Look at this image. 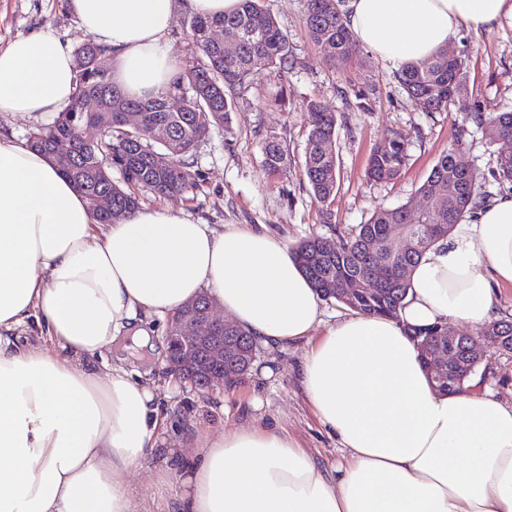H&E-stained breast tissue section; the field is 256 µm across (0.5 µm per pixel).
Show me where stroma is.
<instances>
[{
    "label": "stroma",
    "instance_id": "35a3bbf8",
    "mask_svg": "<svg viewBox=\"0 0 512 512\" xmlns=\"http://www.w3.org/2000/svg\"><path fill=\"white\" fill-rule=\"evenodd\" d=\"M264 5L288 37L287 70L257 72L243 92L233 95L229 124L212 129L192 152L197 182L193 191L181 197L146 194L143 208L177 210L215 227L238 224L262 230L291 249L312 235L339 244L352 227L366 223L375 208L421 203V186L438 157L455 142L459 129L469 131L460 156L479 173H488L496 155L512 149L508 142H488L474 131L471 121L476 112L512 110L511 15L503 16L489 31H462L450 45V53L468 62V90L450 111L429 113L407 98L396 67L365 49H358L346 67H332L308 35L307 0H264ZM43 30L73 49L87 39L67 0H0V48ZM361 94L366 95L367 106L359 105ZM312 100L339 118L338 190L325 204L314 199L304 176L305 107ZM393 132L402 133L409 142L405 167L394 180H368L365 171L371 150ZM272 137L287 158L275 174L264 163V147ZM167 326V320L154 321L158 349L126 363L128 369L150 373L155 379L166 418L165 445L183 450L169 471L147 462L129 477L152 499L154 512H167L181 489L184 464L192 458L186 444L222 427L261 420L288 431L324 464L340 461L335 438L321 425L300 385L297 367L304 345L285 350L258 347L252 367L232 391L217 388L203 393L170 375L167 352L161 347ZM478 372L495 398L512 401V354L488 352Z\"/></svg>",
    "mask_w": 512,
    "mask_h": 512
}]
</instances>
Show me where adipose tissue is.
<instances>
[{"label":"adipose tissue","mask_w":512,"mask_h":512,"mask_svg":"<svg viewBox=\"0 0 512 512\" xmlns=\"http://www.w3.org/2000/svg\"><path fill=\"white\" fill-rule=\"evenodd\" d=\"M239 0H68L132 95L176 75L178 13L219 17ZM355 41L400 65L462 30L492 29L512 0H345ZM71 49L39 31L0 49V112H61L76 89ZM512 287V192L487 199L419 258L398 318L325 325L323 300L287 245L173 210L95 223L42 152L0 136V512H150L128 480L160 445L153 386L97 357L145 347L151 321L208 294L270 349L306 343L300 383L348 462L323 465L262 423L197 440L174 512H512V402L436 392L409 328L498 321ZM36 324L37 336L18 339Z\"/></svg>","instance_id":"ef3b65f1"}]
</instances>
